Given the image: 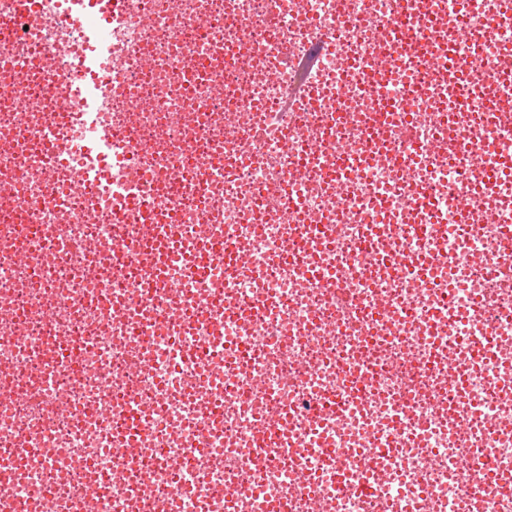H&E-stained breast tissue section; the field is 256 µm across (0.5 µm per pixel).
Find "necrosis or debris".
Instances as JSON below:
<instances>
[{
  "instance_id": "4bbe7bcc",
  "label": "necrosis or debris",
  "mask_w": 512,
  "mask_h": 512,
  "mask_svg": "<svg viewBox=\"0 0 512 512\" xmlns=\"http://www.w3.org/2000/svg\"><path fill=\"white\" fill-rule=\"evenodd\" d=\"M123 2L109 25L0 0V499L512 512V179L486 180L512 154L506 0H422L399 30L397 0ZM314 50L320 95L288 111ZM93 82L118 169L181 229L178 293L143 285L138 212L70 192L82 155L45 160L85 137ZM204 224L235 278L186 279Z\"/></svg>"
}]
</instances>
